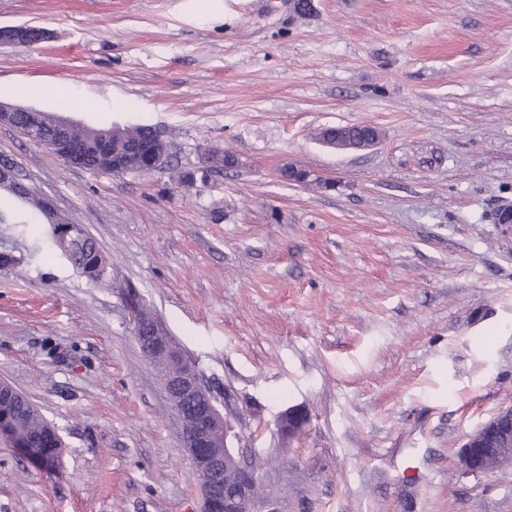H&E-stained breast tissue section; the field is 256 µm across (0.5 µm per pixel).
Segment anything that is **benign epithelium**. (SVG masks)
<instances>
[{"label":"benign epithelium","instance_id":"1","mask_svg":"<svg viewBox=\"0 0 512 512\" xmlns=\"http://www.w3.org/2000/svg\"><path fill=\"white\" fill-rule=\"evenodd\" d=\"M45 39V31L36 26L17 25L0 28L1 45L35 44ZM45 113L27 107L0 106V123L30 135L31 125L44 120ZM57 138L52 148L65 157L74 156L67 144L70 122L56 120ZM167 157V146L160 135H155L153 157L140 172L151 173L162 168ZM0 183L16 189L17 197L30 195L20 166L13 161L0 164ZM46 216L60 225L59 243L68 245L77 228L54 204L42 200ZM130 324L135 340L147 353L162 355L168 363L161 374L169 403L180 424L181 446L187 455L195 477L200 484V512H258L260 502L259 477L242 464V449L233 447L237 435L228 416L218 407L217 396L207 385L196 367L176 340L166 332L158 317L131 316ZM195 404L196 412L185 415L184 403ZM309 421L308 413L295 405L282 411L277 420L280 433L292 437L296 426ZM489 458H512V406L500 409L493 417L469 434L458 453L457 472L462 478L476 475ZM228 470L238 473L236 484L220 490L219 481Z\"/></svg>","mask_w":512,"mask_h":512}]
</instances>
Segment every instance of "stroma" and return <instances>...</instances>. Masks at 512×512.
Masks as SVG:
<instances>
[{
  "mask_svg": "<svg viewBox=\"0 0 512 512\" xmlns=\"http://www.w3.org/2000/svg\"><path fill=\"white\" fill-rule=\"evenodd\" d=\"M0 0V105L149 125L166 166H72L0 125V157L83 225L111 285L40 225L0 224V379L55 424L47 478L0 445V512H198L136 286L218 395L280 512H512V465L457 479L512 406V0ZM364 123V150L319 142ZM237 162L209 171L208 152ZM309 171L301 184L282 169ZM204 170L194 185L180 171ZM310 421L293 438L278 414ZM43 39H45V31L36 26L17 25L0 28L1 45H32ZM308 421V413L299 405H295L281 412L277 420V426L282 435L293 437L297 433L296 426H303Z\"/></svg>",
  "mask_w": 512,
  "mask_h": 512,
  "instance_id": "obj_1",
  "label": "stroma"
}]
</instances>
